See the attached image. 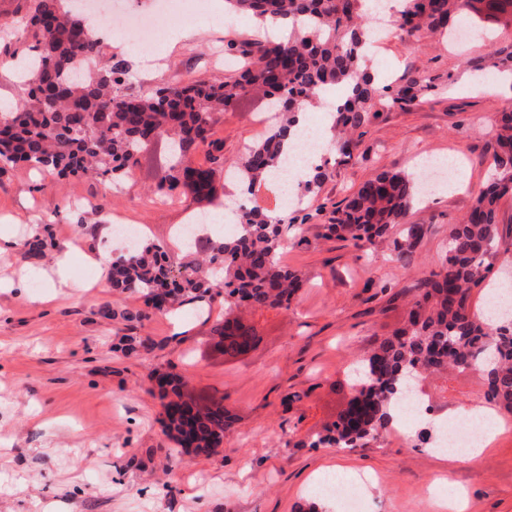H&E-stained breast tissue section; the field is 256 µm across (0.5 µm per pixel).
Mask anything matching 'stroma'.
I'll return each instance as SVG.
<instances>
[{
  "instance_id": "stroma-1",
  "label": "stroma",
  "mask_w": 512,
  "mask_h": 512,
  "mask_svg": "<svg viewBox=\"0 0 512 512\" xmlns=\"http://www.w3.org/2000/svg\"><path fill=\"white\" fill-rule=\"evenodd\" d=\"M469 20L485 35L463 48L422 38L408 47L400 38L383 42L373 68L390 82L414 69L448 77V88L430 93L409 110L381 109L369 122L351 157H333L329 176L309 209L343 202L383 171H415L425 156L456 161L454 189L440 188L413 206L408 220L430 226L409 264L388 257L386 245L357 248L343 238H322L327 215L304 226V242L282 253L288 266L306 274L289 310L246 312L259 335L247 354L224 357L214 326L224 306L214 301L210 317L187 305L171 314L151 312L127 322L98 316L105 302L143 309L140 295L110 297L103 273L87 259L114 220L142 228L147 241L170 245L187 209L216 216L225 196L240 186L215 177V193L189 206L152 202L148 192L165 164L158 141L133 175L120 185L74 176L60 181L26 165L0 174V225H10L16 245L0 256V273L24 288L0 290V512H296L312 497L326 467L342 470L336 499L323 512H340L353 477L375 475L363 512H443L442 502L462 497L464 512H512V431L495 435L471 463L449 460L417 437L379 439L367 448H312L350 395L349 369L403 317L414 286L437 270L450 224L470 210L493 174L492 125L512 109V97L489 83L477 87L478 68L512 44V25L485 13ZM251 18L202 22L187 27L174 47L164 48L167 66L131 70L130 81H168L193 72L205 79L224 75V45L246 40ZM263 98L247 95L216 127L226 162L263 134L258 121ZM86 197L105 204L88 212L86 226L66 204ZM46 224L55 246L40 261V277L23 244L37 224ZM70 259L67 279L55 273L58 256ZM126 336H147L157 347L130 355ZM184 376L197 397L223 398L232 425L223 448L207 456L175 450L162 433L155 371ZM434 406L454 409L482 391L478 372H452L426 380Z\"/></svg>"
}]
</instances>
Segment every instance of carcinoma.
<instances>
[{"label": "carcinoma", "instance_id": "carcinoma-1", "mask_svg": "<svg viewBox=\"0 0 512 512\" xmlns=\"http://www.w3.org/2000/svg\"><path fill=\"white\" fill-rule=\"evenodd\" d=\"M25 2L24 34L40 65L28 79L24 106L0 108V173L26 163L58 178L107 176L119 184L150 146L165 138L171 142L170 155L151 194L159 201L210 196L225 164L217 115L234 109L243 95L269 98L265 132L245 148L235 166L236 178L251 188L277 172L284 160L283 140L297 113L317 103L327 89L345 90L332 128L336 153L349 158L374 108L409 110L439 88L437 78L418 71L381 84L363 68L366 31L373 22L367 0H225L258 24L250 40L227 45L241 64L222 79L189 78L153 88L128 82L127 61L106 56L98 38L82 34L89 20L70 0ZM480 5L489 15H512V0H406L396 29L412 46L428 33L448 35L466 11ZM276 20L293 23L288 37L265 36L266 22ZM490 69L512 73V46L500 51ZM199 150L208 165L194 162ZM493 162L491 182L469 212L448 225V249L439 270L417 284L403 327L362 359L352 399L331 426L313 436L310 447L363 448L376 441L399 412L412 371L424 379L478 365L487 377L485 404L512 417V318L487 321L470 304L472 290L491 272L490 259L499 252V202L512 196V110L498 116ZM327 175V164L312 167L289 222L273 223L259 207L240 205L236 216L241 229L194 239L179 264L163 246L140 241L112 265L107 275L111 294H138L158 312L211 303L222 294L224 321L215 332L225 356L242 354L254 345L257 332L234 312L291 308L305 273L281 260L288 228L312 218L303 202L319 195ZM418 183V174L406 172H382L365 181L334 206L322 225L323 237L374 245L401 225L392 253L393 259L407 261L428 233L425 225L406 222L418 200ZM51 246L36 233L25 243L24 258L40 260ZM123 341L127 352L155 348L154 341L140 336ZM158 386L163 434L186 451L216 453L229 427L224 398L201 406L185 395V378L173 373L159 376Z\"/></svg>", "mask_w": 512, "mask_h": 512}]
</instances>
